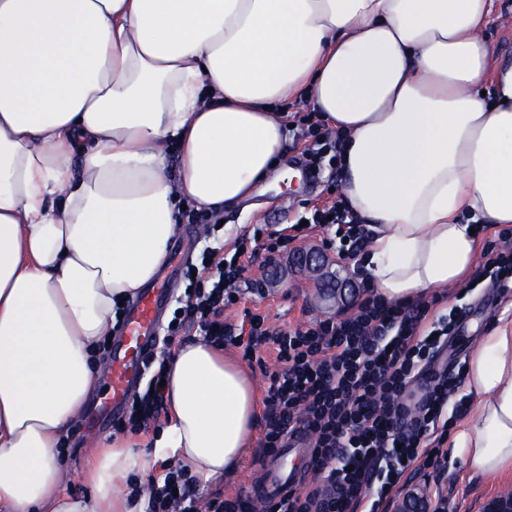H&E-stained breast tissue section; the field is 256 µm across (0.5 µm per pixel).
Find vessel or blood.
<instances>
[{
	"mask_svg": "<svg viewBox=\"0 0 512 512\" xmlns=\"http://www.w3.org/2000/svg\"><path fill=\"white\" fill-rule=\"evenodd\" d=\"M176 281L177 274L172 271L144 288L132 301L120 332L113 336L109 369L112 406L95 416L94 424L99 430H108L125 414L152 352L156 329L173 297ZM312 455L306 438H289L284 448L264 462L258 479L251 481V496L265 501L300 489L309 477Z\"/></svg>",
	"mask_w": 512,
	"mask_h": 512,
	"instance_id": "obj_1",
	"label": "vessel or blood"
}]
</instances>
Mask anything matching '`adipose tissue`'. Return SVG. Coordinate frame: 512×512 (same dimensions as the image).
<instances>
[{"label": "adipose tissue", "mask_w": 512, "mask_h": 512, "mask_svg": "<svg viewBox=\"0 0 512 512\" xmlns=\"http://www.w3.org/2000/svg\"><path fill=\"white\" fill-rule=\"evenodd\" d=\"M493 0H0V512H145L124 479L164 455L207 481L257 422L243 371L197 338L176 350L153 452L93 457L68 494L59 444L93 355L167 257L184 207L250 196L283 151L276 103L306 95L345 131L349 206L374 231L386 300L476 261L473 227L512 224V64L482 96ZM477 408L453 446L512 474V318L465 375Z\"/></svg>", "instance_id": "adipose-tissue-1"}]
</instances>
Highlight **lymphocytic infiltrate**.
Here are the masks:
<instances>
[{"instance_id": "obj_1", "label": "lymphocytic infiltrate", "mask_w": 512, "mask_h": 512, "mask_svg": "<svg viewBox=\"0 0 512 512\" xmlns=\"http://www.w3.org/2000/svg\"><path fill=\"white\" fill-rule=\"evenodd\" d=\"M299 98L292 116L294 135L314 174L336 171L342 131L326 127ZM308 227L333 231L344 256L358 259L371 232L345 199L314 210ZM295 235L254 226L237 238L233 256L204 250L200 263L188 264V291L175 311L154 356L157 368L150 390L136 392L125 419L136 432L160 428L168 413L160 386L179 331L198 329L217 348L240 349L253 360L260 347L273 348L280 368L270 375L263 397L264 428L260 458L272 456L290 436L308 434L314 446L311 467L318 478L275 501L260 502L248 492L203 493L200 480L181 464L162 462L161 476L131 497L147 493L149 512H398L397 502L416 479L424 512H460L443 482L448 468L450 416H462L455 398L461 372L437 366L457 324L455 314L437 315V305L462 299L448 288L405 302L379 296L361 280L353 308L334 318L290 328L268 325L266 316L245 312L244 324L224 312L239 300L238 284L257 258L274 263L294 255ZM479 273L493 286L512 281V231L503 229L485 241Z\"/></svg>"}]
</instances>
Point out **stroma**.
Segmentation results:
<instances>
[{
  "instance_id": "obj_1",
  "label": "stroma",
  "mask_w": 512,
  "mask_h": 512,
  "mask_svg": "<svg viewBox=\"0 0 512 512\" xmlns=\"http://www.w3.org/2000/svg\"><path fill=\"white\" fill-rule=\"evenodd\" d=\"M509 26H512V0H493L489 22L477 32L490 48L488 69H496L504 61L512 62V37L505 34ZM327 188L324 180L312 188L302 184L278 189L268 184L258 194L242 200L235 209L221 212L222 222L209 241H200L198 234L190 233L185 222L179 224L176 235L185 239L190 257L195 260L204 246L230 247L237 234L254 225L268 224L282 229L295 223L306 209L326 202ZM326 236V231L318 229L305 243V253L319 257L316 267H304L301 259L287 257L266 271L256 265L249 267L241 299L227 311L229 318L241 320L245 311L257 308L267 315L270 324L285 328L335 317L345 311L354 302L357 290L352 276L353 263L339 259L336 245L326 243ZM456 311L460 316L458 331L469 338L468 344L461 348L462 357L467 358L502 314H512V300L502 301L499 289L480 287L457 301ZM78 434L85 437L82 447L76 453L64 455L70 471L65 488L83 494L88 490L81 477L83 470L100 449L111 447L115 434L89 430L82 419L68 429L66 436L71 439ZM448 488L466 512H486L490 502L512 493V476L472 475L462 459L452 453L448 456Z\"/></svg>"
}]
</instances>
